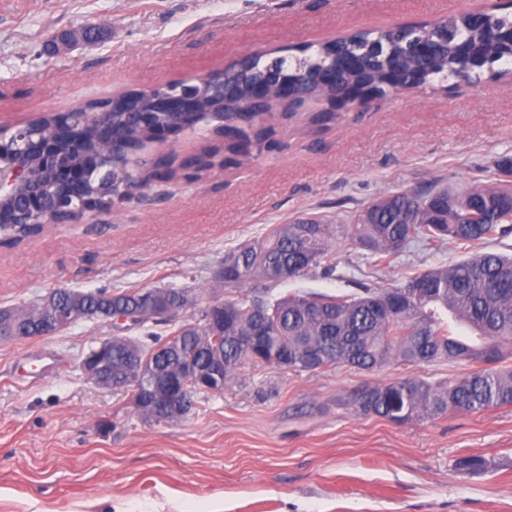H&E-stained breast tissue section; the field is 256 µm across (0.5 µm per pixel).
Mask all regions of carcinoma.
<instances>
[{
	"instance_id": "carcinoma-1",
	"label": "carcinoma",
	"mask_w": 512,
	"mask_h": 512,
	"mask_svg": "<svg viewBox=\"0 0 512 512\" xmlns=\"http://www.w3.org/2000/svg\"><path fill=\"white\" fill-rule=\"evenodd\" d=\"M448 25L421 24L407 31L388 27L357 31L336 40L308 44L291 59L246 55L224 67L223 79L207 96L190 103L184 112H155L151 89L127 90L110 98L90 100L66 112L46 113L30 124L31 164L42 168L43 139L52 136L57 150L93 169L83 184L81 200L108 213L123 204L121 188L112 187L116 156L129 147L156 139L155 133L177 131L217 120L232 127L254 122L253 150L269 147L279 120L288 117V103L318 98L326 111L311 116L314 124L334 122L335 112L349 99L382 98L390 92L443 85L451 80L495 82L512 70V57L485 41L481 25L469 13ZM483 45L481 63L463 69L460 46ZM281 83L288 96L259 103L255 89ZM255 111L248 112L246 108ZM238 147L226 142L202 150L200 171L208 174L241 165ZM179 173L175 159L164 169L146 167L139 173L142 188L170 180ZM79 200V201H81ZM73 200L71 206H79ZM18 205L3 204L0 241L17 245L68 219L66 209L47 215L16 219ZM512 233V180L485 185L477 182L459 192L430 183L389 193L369 203L349 224H326L320 218H297L275 224L263 236L224 254V287L235 296L224 301L215 315L224 320L222 356L200 347L209 335V307L199 306L196 289L183 287L133 288L123 291H78L57 288L50 300L62 308L80 300L88 320H114L118 329H136L112 346V376L130 379L129 352L141 358L168 345L173 353L162 367L178 369L193 355L207 368L223 364L222 378L190 392L189 403L201 393L215 394L237 379L245 365L274 366L275 356L288 361L296 373L315 372L336 365L376 370L391 361L415 365L468 362L478 365L448 382L409 377L364 389L367 400L358 406V394L345 403L362 416L395 423L437 419L448 413H481L512 405V369L491 365L512 358V256L483 249L487 242ZM343 239L364 251L367 259L390 262L410 244L432 245L454 239L474 248L452 266H434L408 277L392 288H365L352 295L287 293L273 298L271 287L308 273L331 275L336 269L334 243ZM45 297L3 308L0 332H19L53 318ZM184 307L195 324L184 328L179 320L159 314L158 302ZM124 317L122 324L115 319ZM465 324L474 337L465 341L453 334L450 323Z\"/></svg>"
}]
</instances>
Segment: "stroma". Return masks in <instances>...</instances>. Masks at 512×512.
<instances>
[{"instance_id": "35a3bbf8", "label": "stroma", "mask_w": 512, "mask_h": 512, "mask_svg": "<svg viewBox=\"0 0 512 512\" xmlns=\"http://www.w3.org/2000/svg\"><path fill=\"white\" fill-rule=\"evenodd\" d=\"M498 0H0V124L17 125L131 88L203 76L237 58L402 22L490 10ZM76 45L49 51L60 32ZM277 128V147L237 168L178 176L142 199L0 247V306L55 288L213 290L225 252L299 216L330 224L377 197L430 181H496L512 157V76L452 82ZM469 254L448 240L373 265L347 242L333 275L278 292L345 295L390 287ZM82 321L54 336L0 341V512H512V406L394 423L345 406L396 377L443 382L467 366H333L297 374L243 367L175 422L145 419L130 389H101L79 364L112 336ZM483 458L458 473L457 460Z\"/></svg>"}]
</instances>
